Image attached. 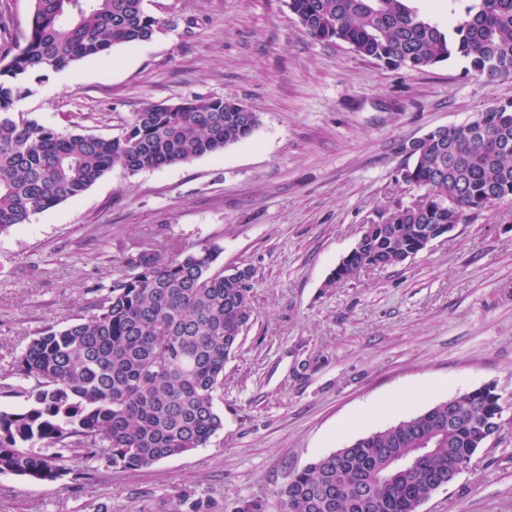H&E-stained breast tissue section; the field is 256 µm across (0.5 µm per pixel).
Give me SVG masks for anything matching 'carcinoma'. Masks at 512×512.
Here are the masks:
<instances>
[{
  "label": "carcinoma",
  "instance_id": "obj_1",
  "mask_svg": "<svg viewBox=\"0 0 512 512\" xmlns=\"http://www.w3.org/2000/svg\"><path fill=\"white\" fill-rule=\"evenodd\" d=\"M30 32L0 55V233L81 196L113 168L131 174L189 162L250 138L259 115L222 98L152 104L115 137L63 136L15 115L21 83L150 40L157 20L143 0H33ZM410 0H288L306 33L342 42L386 66L421 71L466 59L489 81L512 78V0H475L443 29ZM402 179L424 201L366 235L342 264L398 265L424 234L463 213L512 200V102L441 127L406 148ZM220 249L170 256L144 250L95 288L88 315L36 330L13 375L33 381V402L0 411V473L43 482L69 474L72 458L137 470L206 447L224 427L215 401L224 366L254 314L255 272L224 270ZM494 388L441 401L360 437L294 473L277 491L285 512H416L432 485L467 468L497 430Z\"/></svg>",
  "mask_w": 512,
  "mask_h": 512
}]
</instances>
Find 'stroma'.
Wrapping results in <instances>:
<instances>
[{"label": "stroma", "mask_w": 512, "mask_h": 512, "mask_svg": "<svg viewBox=\"0 0 512 512\" xmlns=\"http://www.w3.org/2000/svg\"><path fill=\"white\" fill-rule=\"evenodd\" d=\"M146 42L30 80L15 112L62 134L113 137L150 104L224 98L257 112L249 139L190 162L116 168L83 195L0 234V410L35 330L87 315L90 288L155 245H215L255 271L256 318L224 367V427L204 448L139 470L71 461L48 483L0 473V512H283L309 462L435 403L490 386L496 445L419 512H512V204L495 203L405 262L330 276L417 194L405 149L512 101L454 57L391 69L303 30L287 0H144ZM32 0H0V52L24 45ZM373 418L356 422L370 404Z\"/></svg>", "instance_id": "obj_1"}]
</instances>
